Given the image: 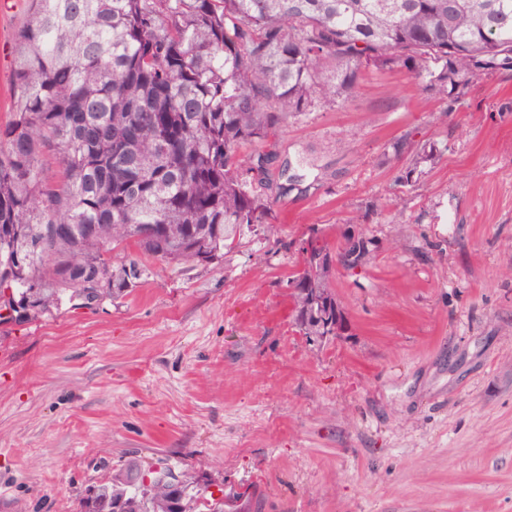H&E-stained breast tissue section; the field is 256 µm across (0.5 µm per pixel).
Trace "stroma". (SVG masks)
<instances>
[{
    "label": "stroma",
    "mask_w": 512,
    "mask_h": 512,
    "mask_svg": "<svg viewBox=\"0 0 512 512\" xmlns=\"http://www.w3.org/2000/svg\"><path fill=\"white\" fill-rule=\"evenodd\" d=\"M29 18L0 16V124ZM407 137L439 154L400 189ZM273 149L270 222L223 260H151L123 298L0 327V512H79L166 458L250 512H512V71L449 113L369 69ZM354 216L377 249L337 271L345 329L317 346L286 280L310 227L333 243Z\"/></svg>",
    "instance_id": "stroma-1"
}]
</instances>
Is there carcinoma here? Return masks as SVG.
Instances as JSON below:
<instances>
[{"label": "carcinoma", "instance_id": "cac0c4a2", "mask_svg": "<svg viewBox=\"0 0 512 512\" xmlns=\"http://www.w3.org/2000/svg\"><path fill=\"white\" fill-rule=\"evenodd\" d=\"M11 119L0 126V302L34 321L144 279V258L207 265L267 223L269 139L316 108L341 107L369 68H400L448 108L474 81L512 71V0H31L15 34ZM254 146L249 155L245 145ZM422 145L397 185L415 183ZM288 277L295 324L335 335L336 267L374 239L354 228ZM173 490L136 460L80 512H224L184 471ZM149 482H144L145 478Z\"/></svg>", "mask_w": 512, "mask_h": 512}]
</instances>
